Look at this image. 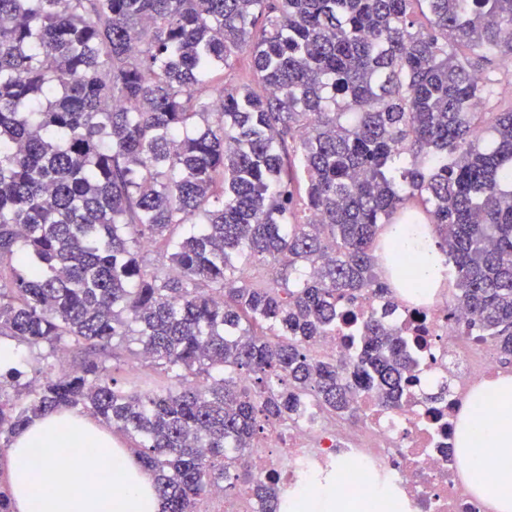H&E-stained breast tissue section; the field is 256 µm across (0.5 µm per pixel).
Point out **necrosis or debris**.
Here are the masks:
<instances>
[{"instance_id":"4bbe7bcc","label":"necrosis or debris","mask_w":512,"mask_h":512,"mask_svg":"<svg viewBox=\"0 0 512 512\" xmlns=\"http://www.w3.org/2000/svg\"><path fill=\"white\" fill-rule=\"evenodd\" d=\"M378 308L376 298H363L355 322L318 341L314 353L340 363L351 360L359 321ZM447 310L444 291L426 301L397 299L393 320L425 329L411 349L414 382L401 408L383 407L362 394L353 421L317 409L295 422L267 424L248 458L253 477L276 476L285 499L326 489L339 497L379 498L378 512H492L474 495L454 446L465 400L502 367L484 344L448 321ZM439 385L445 388L443 399L427 401V391Z\"/></svg>"}]
</instances>
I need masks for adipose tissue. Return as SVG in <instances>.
I'll use <instances>...</instances> for the list:
<instances>
[{
    "label": "adipose tissue",
    "mask_w": 512,
    "mask_h": 512,
    "mask_svg": "<svg viewBox=\"0 0 512 512\" xmlns=\"http://www.w3.org/2000/svg\"><path fill=\"white\" fill-rule=\"evenodd\" d=\"M479 398L492 400V419L474 406L460 414L457 447L476 495L495 512H512V375L484 383ZM14 512H160L154 481L140 459L111 430L79 410L35 418L7 451ZM70 457V477L59 461ZM491 460L497 480L482 482L478 468Z\"/></svg>",
    "instance_id": "obj_1"
}]
</instances>
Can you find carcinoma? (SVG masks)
I'll return each instance as SVG.
<instances>
[{
    "mask_svg": "<svg viewBox=\"0 0 512 512\" xmlns=\"http://www.w3.org/2000/svg\"><path fill=\"white\" fill-rule=\"evenodd\" d=\"M241 55L257 87L211 80ZM510 85L512 0H0V449L80 409L163 512L223 483L280 512L262 423L402 405L374 252L411 218L511 365ZM367 294L355 359L315 356Z\"/></svg>",
    "mask_w": 512,
    "mask_h": 512,
    "instance_id": "1",
    "label": "carcinoma"
}]
</instances>
